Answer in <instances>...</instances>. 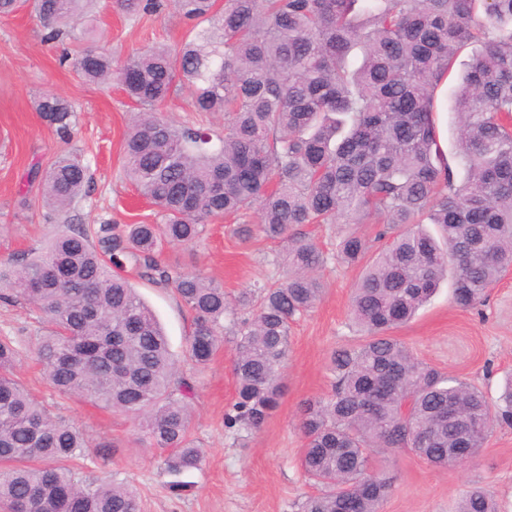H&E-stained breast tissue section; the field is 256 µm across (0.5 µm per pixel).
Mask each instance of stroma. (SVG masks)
I'll use <instances>...</instances> for the list:
<instances>
[{
	"instance_id": "35a3bbf8",
	"label": "stroma",
	"mask_w": 512,
	"mask_h": 512,
	"mask_svg": "<svg viewBox=\"0 0 512 512\" xmlns=\"http://www.w3.org/2000/svg\"><path fill=\"white\" fill-rule=\"evenodd\" d=\"M191 28L172 8L129 17L100 8L93 39L126 60L152 44L181 43ZM61 46L48 44L30 13L21 7L0 16V265H10L24 252L40 251L59 230L56 215L43 203L34 169H47L62 153L89 161V193L69 213V222L88 230L104 223H161L156 206L141 198L123 172V144L138 110L116 85L100 88L60 65ZM69 100L76 108V126L62 140L35 110L45 92ZM238 218L207 224L201 239L188 246L167 248L163 262L180 270H197L221 284L229 297L281 279L284 268L276 244L261 237L241 241ZM342 224L309 226L324 250L325 293L308 315L291 326V346L282 369L285 393L279 408L257 431L240 434L224 427V409L236 391L231 350L220 352L200 375L193 401L191 436L204 449L206 465L193 476L194 492L178 497L166 488L165 454L143 440L130 415L102 410L76 398H58L30 358H22L17 373L28 390L77 426L91 447L107 456L77 460L76 475L93 480L108 474L132 481L141 497L142 512H301L315 486L302 473L298 457L304 440L297 407L305 399L330 389L327 363L332 350L355 343L359 331L350 321L353 286L359 268L339 264L336 242ZM124 274L154 312L175 357H182L190 314L172 288L142 278L133 265ZM452 286L443 283L431 301L394 334L439 371L479 387L496 401L512 377V273L490 288L485 303L463 311L451 300ZM47 324L10 291L0 292V337L17 340L22 350L34 347ZM373 464L393 478V492L382 512H455L460 496L473 485L493 490L502 512H512V426L498 427L470 465L438 469L406 451L374 454Z\"/></svg>"
}]
</instances>
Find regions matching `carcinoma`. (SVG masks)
<instances>
[{"mask_svg": "<svg viewBox=\"0 0 512 512\" xmlns=\"http://www.w3.org/2000/svg\"><path fill=\"white\" fill-rule=\"evenodd\" d=\"M96 0H32L44 40L74 39V21ZM194 22L191 38L137 52L120 66L97 50L62 55L86 82L116 81L140 106L124 142L125 178L159 208L163 223L68 224L86 194L89 166L60 155L40 178L45 205L65 223L36 256L0 268L14 296L39 310L47 333L33 350L62 398L143 420L165 451L166 487L189 495L187 480L206 456L190 434L197 375L233 344L236 392L224 427L260 429L279 407L291 324L321 299L327 257L302 230L347 224L336 259L365 264L350 314L364 333L333 352L331 392L306 401L299 465L318 493L302 512H381L392 477L372 455L405 450L436 468L462 467L496 426L512 425V384L492 404L470 384L427 365L392 330L412 320L441 282L469 310L512 269V0H172ZM128 16L157 13L159 0H113ZM476 47L452 90L456 163L442 151L436 98L458 52ZM362 53L354 65L351 53ZM135 69L136 82L123 80ZM185 88L195 111L224 116V130L177 124L154 111ZM61 137L76 123L55 93L37 101ZM259 212L257 233L281 245L278 283L243 291L196 271L162 265L168 246L198 240L211 219ZM429 221L434 236L422 227ZM358 224H384L374 239ZM171 285L192 315L180 370L162 327L119 273ZM239 307L252 316L224 336ZM22 352L0 337V512H141L126 480L77 479L70 462L90 454L80 429L35 400L17 376ZM456 512H500L473 486Z\"/></svg>", "mask_w": 512, "mask_h": 512, "instance_id": "cac0c4a2", "label": "carcinoma"}]
</instances>
